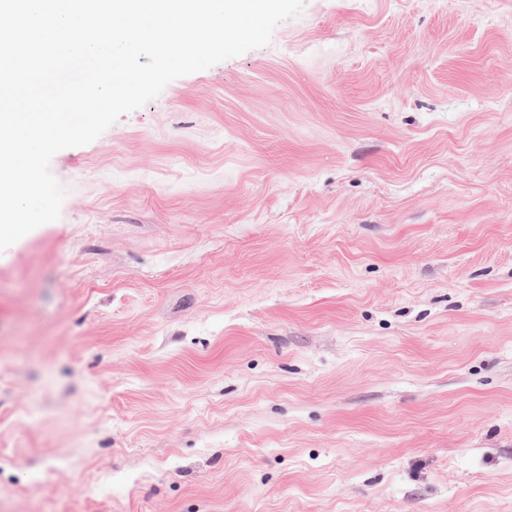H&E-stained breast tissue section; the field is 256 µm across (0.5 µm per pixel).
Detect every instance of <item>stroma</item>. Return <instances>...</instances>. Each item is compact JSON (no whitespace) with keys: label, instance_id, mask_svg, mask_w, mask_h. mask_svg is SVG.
Returning a JSON list of instances; mask_svg holds the SVG:
<instances>
[{"label":"stroma","instance_id":"1","mask_svg":"<svg viewBox=\"0 0 512 512\" xmlns=\"http://www.w3.org/2000/svg\"><path fill=\"white\" fill-rule=\"evenodd\" d=\"M51 170L0 512H512V0H306Z\"/></svg>","mask_w":512,"mask_h":512}]
</instances>
